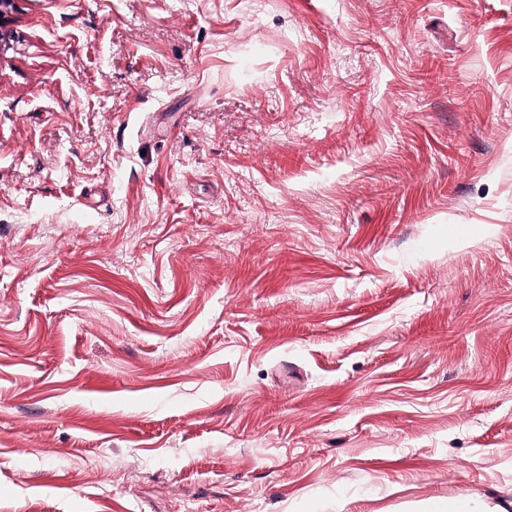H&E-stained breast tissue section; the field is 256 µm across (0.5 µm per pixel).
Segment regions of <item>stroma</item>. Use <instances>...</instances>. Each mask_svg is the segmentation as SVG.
<instances>
[{
    "label": "stroma",
    "instance_id": "stroma-1",
    "mask_svg": "<svg viewBox=\"0 0 512 512\" xmlns=\"http://www.w3.org/2000/svg\"><path fill=\"white\" fill-rule=\"evenodd\" d=\"M0 512H512V0H15ZM448 512H501V509L487 497L476 498L470 495H461L448 503Z\"/></svg>",
    "mask_w": 512,
    "mask_h": 512
}]
</instances>
